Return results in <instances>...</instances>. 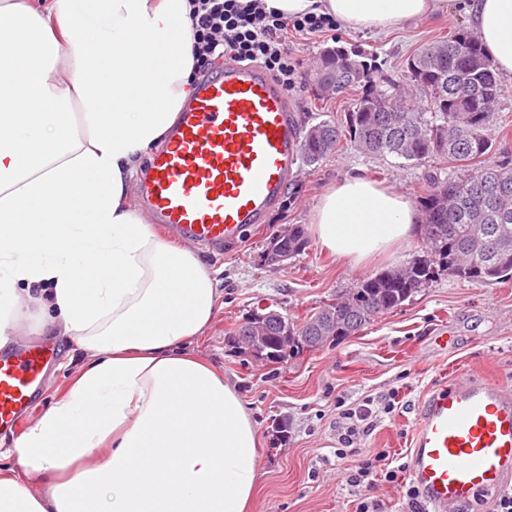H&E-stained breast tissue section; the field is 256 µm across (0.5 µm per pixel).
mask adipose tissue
<instances>
[{"label":"adipose tissue","instance_id":"obj_1","mask_svg":"<svg viewBox=\"0 0 512 512\" xmlns=\"http://www.w3.org/2000/svg\"><path fill=\"white\" fill-rule=\"evenodd\" d=\"M389 33L448 0H263ZM188 0H0V348L19 305L81 362L0 470V512H248L257 426L237 388L187 352L220 308L193 250L142 223L131 181L168 139L198 68ZM485 51L512 74V0H468ZM410 198L362 176L312 215L355 264L407 242Z\"/></svg>","mask_w":512,"mask_h":512}]
</instances>
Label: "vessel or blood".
I'll return each mask as SVG.
<instances>
[{
    "mask_svg": "<svg viewBox=\"0 0 512 512\" xmlns=\"http://www.w3.org/2000/svg\"><path fill=\"white\" fill-rule=\"evenodd\" d=\"M287 92L256 64L202 75L165 146L138 178L141 205L173 237L221 252L266 223L301 158ZM53 359L39 342L0 353V429L17 428ZM409 475L430 512H456L512 485V383L472 376L426 394Z\"/></svg>",
    "mask_w": 512,
    "mask_h": 512,
    "instance_id": "b4317fda",
    "label": "vessel or blood"
}]
</instances>
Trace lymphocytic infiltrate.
Listing matches in <instances>:
<instances>
[{"label": "lymphocytic infiltrate", "instance_id": "lymphocytic-infiltrate-1", "mask_svg": "<svg viewBox=\"0 0 512 512\" xmlns=\"http://www.w3.org/2000/svg\"><path fill=\"white\" fill-rule=\"evenodd\" d=\"M194 52L202 62L224 57L239 62L258 63L271 71L286 90L298 84V72L292 61L293 40H309L334 30L332 19L323 14L305 13L287 17L265 10L262 0H191L189 14ZM393 401L375 408L373 398H364L339 411L337 426L338 459L354 458L344 478L357 494L355 512H384L380 500L371 492L378 482L400 487L406 512H427L414 486L406 480L408 464L389 452H359L358 442L374 427L379 414L391 413Z\"/></svg>", "mask_w": 512, "mask_h": 512}]
</instances>
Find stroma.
I'll list each match as a JSON object with an SVG mask.
<instances>
[{"mask_svg":"<svg viewBox=\"0 0 512 512\" xmlns=\"http://www.w3.org/2000/svg\"><path fill=\"white\" fill-rule=\"evenodd\" d=\"M470 26L459 0H450L447 13L402 23L387 35L340 27L302 42L296 54L302 81L290 94L296 120L304 127L344 120L359 95L351 89L315 98V70L324 48L357 46L376 55L384 73L394 77L415 51ZM499 109L487 132L493 148L484 161L490 165L512 160V77ZM350 175L408 194L415 203L427 191L423 167L367 155L344 142L319 164H301L267 224L252 229L237 248L220 254L198 250L218 281L223 306L187 350L223 371L257 424L261 479L250 512H355V496L342 477L346 463L333 454L337 399L352 403L367 396L394 397V411L378 419L361 446L397 454L408 452L421 400L430 389L459 376L512 379V281L485 285L440 273L429 288L359 334L276 364L240 342L236 328L253 307L303 318L358 279L403 265L419 251L416 234L393 254L362 265L330 255L315 243L286 265L264 264L272 237L291 224L310 225L321 195ZM440 330L448 333L444 351L433 342ZM56 352L46 389L22 417L21 428H28L65 390L78 367L66 345L57 344Z\"/></svg>","mask_w":512,"mask_h":512,"instance_id":"1","label":"stroma"}]
</instances>
